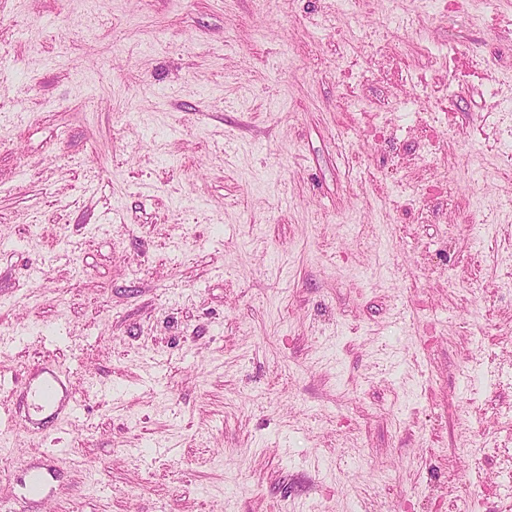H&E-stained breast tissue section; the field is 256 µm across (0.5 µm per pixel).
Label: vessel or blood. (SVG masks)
<instances>
[{"label": "vessel or blood", "mask_w": 512, "mask_h": 512, "mask_svg": "<svg viewBox=\"0 0 512 512\" xmlns=\"http://www.w3.org/2000/svg\"><path fill=\"white\" fill-rule=\"evenodd\" d=\"M22 394L26 401L23 413L7 412L0 418V432L20 425L38 436L50 428L71 425L82 410V402L71 388L67 372L51 361L26 375ZM57 464V452L40 455L29 468L24 494L8 501L0 512H31L37 500L48 496Z\"/></svg>", "instance_id": "b4317fda"}]
</instances>
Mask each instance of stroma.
Wrapping results in <instances>:
<instances>
[{"label":"stroma","mask_w":512,"mask_h":512,"mask_svg":"<svg viewBox=\"0 0 512 512\" xmlns=\"http://www.w3.org/2000/svg\"><path fill=\"white\" fill-rule=\"evenodd\" d=\"M477 10L0 0V374L85 407L7 434L0 499L59 448L38 512H512V0ZM22 394L26 400L23 414L8 409L6 416L0 418L1 434L23 425L33 435H42L50 428L71 425L82 410V402L71 388L67 372L51 361L25 376Z\"/></svg>","instance_id":"35a3bbf8"}]
</instances>
